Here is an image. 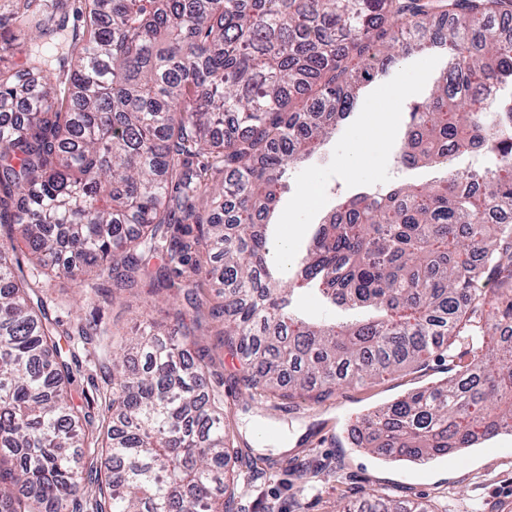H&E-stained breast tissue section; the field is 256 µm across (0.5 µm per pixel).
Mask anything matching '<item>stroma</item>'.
I'll return each instance as SVG.
<instances>
[{
	"mask_svg": "<svg viewBox=\"0 0 512 512\" xmlns=\"http://www.w3.org/2000/svg\"><path fill=\"white\" fill-rule=\"evenodd\" d=\"M441 66L426 51L390 65L385 80L337 129L326 146L325 161L309 160L296 168L290 191L276 207L272 239L287 237L291 253L302 257L313 231L341 198L379 187L425 185L439 177V169L428 165L401 166L396 145L412 96L427 90ZM308 191L319 193L317 208L299 205L300 195ZM222 288L217 281L207 287L199 308L181 294L165 301L151 293L145 280L118 294L105 278L82 293L70 279L61 278L44 281L37 294L68 330L77 320L95 319L122 335L148 309L166 324L167 335L174 336L178 327L170 309L181 310L186 323L201 322L209 331V308ZM204 344L224 380V422L234 448L243 454L235 467L238 512H338L343 503L373 491L394 500L427 502L439 512H512V432L423 464L386 461L351 438L362 415L448 378L456 371L455 361L435 359L372 384L343 386L319 404L302 398L257 402L241 382L247 367L240 356L209 335ZM74 352L84 374L74 381L72 392L77 401H88L91 412H98L102 392L110 386L111 365L92 349L78 345Z\"/></svg>",
	"mask_w": 512,
	"mask_h": 512,
	"instance_id": "1",
	"label": "stroma"
}]
</instances>
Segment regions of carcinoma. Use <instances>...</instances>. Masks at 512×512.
<instances>
[{
  "instance_id": "1",
  "label": "carcinoma",
  "mask_w": 512,
  "mask_h": 512,
  "mask_svg": "<svg viewBox=\"0 0 512 512\" xmlns=\"http://www.w3.org/2000/svg\"><path fill=\"white\" fill-rule=\"evenodd\" d=\"M7 0L0 11V512H233L231 439L196 330L152 318L125 336L72 333L33 298L44 267L157 294L217 263L220 345L241 356L250 397L321 402L451 356L455 375L363 419L369 445L422 462L512 429V0ZM450 20L447 29L437 25ZM22 49L35 85L4 62ZM436 50L447 68L413 99L398 162L448 166L426 187L341 201L295 276L272 259L277 191L354 108L359 82ZM483 151L478 170L451 167ZM203 231L189 237L184 224ZM163 264L148 272L161 241ZM496 282L493 297L481 282ZM371 307L312 323L293 297ZM112 351V400L94 417L68 393L61 336ZM383 512H426L389 501Z\"/></svg>"
}]
</instances>
